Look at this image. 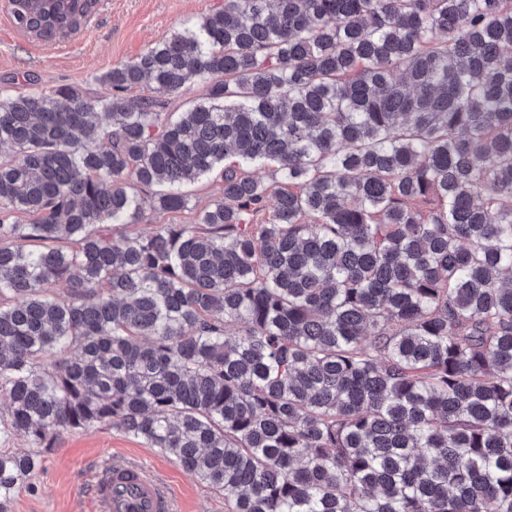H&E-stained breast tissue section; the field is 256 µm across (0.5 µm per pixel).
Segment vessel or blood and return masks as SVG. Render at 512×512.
<instances>
[{
    "instance_id": "1",
    "label": "vessel or blood",
    "mask_w": 512,
    "mask_h": 512,
    "mask_svg": "<svg viewBox=\"0 0 512 512\" xmlns=\"http://www.w3.org/2000/svg\"><path fill=\"white\" fill-rule=\"evenodd\" d=\"M95 512H174L166 484L145 466L123 458L97 472L92 483Z\"/></svg>"
}]
</instances>
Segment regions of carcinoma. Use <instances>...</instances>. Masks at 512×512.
<instances>
[{"label":"carcinoma","mask_w":512,"mask_h":512,"mask_svg":"<svg viewBox=\"0 0 512 512\" xmlns=\"http://www.w3.org/2000/svg\"><path fill=\"white\" fill-rule=\"evenodd\" d=\"M99 81L0 95V512L94 425L226 512H512V0H221ZM183 191L190 198L189 208L178 213H157L151 209L153 190L145 188L139 191L144 199L146 215L148 220L140 224H130L128 226H119L112 230L114 237L120 235L136 236L145 235L154 231L161 224H195L197 214L204 206L222 195V183L220 179L208 177L191 183L183 187Z\"/></svg>","instance_id":"obj_1"}]
</instances>
